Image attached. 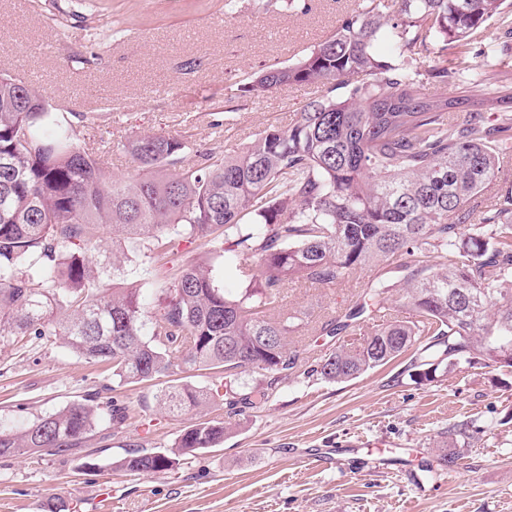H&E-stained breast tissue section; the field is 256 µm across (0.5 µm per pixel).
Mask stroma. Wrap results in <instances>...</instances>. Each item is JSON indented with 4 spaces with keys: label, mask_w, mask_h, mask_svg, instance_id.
Wrapping results in <instances>:
<instances>
[{
    "label": "stroma",
    "mask_w": 512,
    "mask_h": 512,
    "mask_svg": "<svg viewBox=\"0 0 512 512\" xmlns=\"http://www.w3.org/2000/svg\"><path fill=\"white\" fill-rule=\"evenodd\" d=\"M48 0H0V72L36 85L79 144L98 149L106 175L133 165L123 143L139 132L183 139L189 148L238 153L270 125L290 124L323 85L292 84L256 97L251 74L285 65L324 42L356 0H309L306 13L240 0H105L93 23L53 20ZM93 49L96 65L72 62ZM449 67L468 61L489 81L512 83V34L490 22L468 45L450 44ZM95 116L83 126L78 115ZM126 254L111 275L112 254ZM94 257L104 288H140L152 305L166 279L144 248L99 230ZM371 275L357 271L341 288L289 285L283 305L318 322L345 313ZM337 341L294 337L296 373L261 407L230 418L213 448L183 456L171 470L133 474L115 460L169 448L199 418L223 420L222 376L192 377L213 392L201 413L172 417L158 408L162 387L182 374L118 385L108 366L87 362L58 341L28 338L0 345V422L17 424L95 398L125 407L123 428L103 419L79 448L53 457H0V512H512V373L460 363L422 384L416 351L353 380L309 375V357ZM458 431L454 468L439 466L449 431ZM99 468L85 467L88 457Z\"/></svg>",
    "instance_id": "stroma-1"
}]
</instances>
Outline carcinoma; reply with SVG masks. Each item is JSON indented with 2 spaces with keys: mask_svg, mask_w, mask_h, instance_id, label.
<instances>
[{
  "mask_svg": "<svg viewBox=\"0 0 512 512\" xmlns=\"http://www.w3.org/2000/svg\"><path fill=\"white\" fill-rule=\"evenodd\" d=\"M392 2L390 11L385 0H362L318 48L244 84L254 96L297 83L343 96L309 102L293 123L268 126L234 155L203 149L189 158L179 138L137 135L124 145L135 176L104 179L101 155L75 142L36 88L0 74V343L54 336L89 362L111 364L122 385L176 369L221 372L230 418L266 403L296 372L288 341L307 313L281 308L288 284L342 287L360 269L373 276L358 302L316 335L356 330L358 319L388 310L397 287L412 316L372 325L311 373L347 382L424 336L429 367L419 382L461 361L512 372V187L470 205L512 160V88L485 98L443 92L455 78L443 58L448 43L477 39L494 19L511 27L512 0ZM104 224L146 247L165 274L151 311L138 288L100 293L80 248ZM176 236L200 249L220 241L224 269L244 276L255 259L260 275L232 295L201 258L170 266ZM253 369L266 379L245 382ZM157 401L178 416L210 396L186 382ZM101 417L100 406L74 402L20 426L0 422V456L68 452ZM227 430L225 420H199L171 448L113 466L172 470Z\"/></svg>",
  "mask_w": 512,
  "mask_h": 512,
  "instance_id": "1",
  "label": "carcinoma"
}]
</instances>
